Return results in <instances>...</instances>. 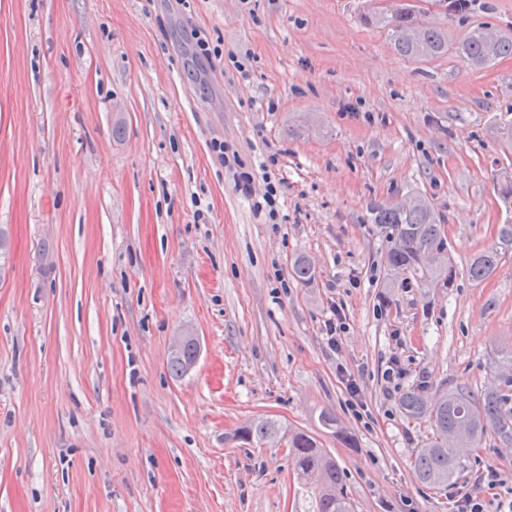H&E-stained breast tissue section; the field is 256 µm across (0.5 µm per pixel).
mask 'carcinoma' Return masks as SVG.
<instances>
[{
  "mask_svg": "<svg viewBox=\"0 0 512 512\" xmlns=\"http://www.w3.org/2000/svg\"><path fill=\"white\" fill-rule=\"evenodd\" d=\"M473 2L437 0L444 14L443 22L437 24L426 21L425 11L416 0H402L395 9L375 7L363 14L361 21L368 27L386 31L394 50L408 59L438 58L453 52L475 67H485L498 58L512 57V33L491 24L478 25L460 42L449 44L448 24L464 19ZM493 132L504 154L511 156L512 122L494 126ZM415 201L409 208L392 202L370 207L372 223L380 226L387 238L385 262L393 274L410 273L429 288L449 286L457 271L448 253L439 216L425 197L418 196ZM511 256L512 223L502 224L497 243L476 253L466 274L473 281H483ZM292 274L299 282L306 283L312 278L313 269L301 256L293 263ZM494 359L508 370L504 386L487 388L478 397L460 388L445 392L435 400L419 388L403 395L401 406L407 415L426 416L432 423L433 436L417 450L414 458L413 469L419 483L448 486L461 467L458 449L481 442L489 433L503 447H512V347L494 350ZM196 360V348L188 345L169 355V370L173 376L180 377ZM319 420L336 437L351 442V436L338 426L333 413L323 410ZM237 438L248 444L287 439L298 483L315 496L314 512H354L344 470L314 437L300 431L288 432L280 422L262 417L242 427Z\"/></svg>",
  "mask_w": 512,
  "mask_h": 512,
  "instance_id": "carcinoma-1",
  "label": "carcinoma"
}]
</instances>
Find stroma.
<instances>
[{
	"instance_id": "obj_1",
	"label": "stroma",
	"mask_w": 512,
	"mask_h": 512,
	"mask_svg": "<svg viewBox=\"0 0 512 512\" xmlns=\"http://www.w3.org/2000/svg\"><path fill=\"white\" fill-rule=\"evenodd\" d=\"M364 2L0 0V512H309L285 442L236 440L261 417L336 457L355 512H451L489 466L486 512L512 505V448L489 437L448 487L416 482L431 424L383 380L396 358L405 391L497 385L512 260L428 288L391 277L370 219L423 195L456 267L496 243L512 166L490 130L512 119V58L405 59ZM482 23L511 29L512 0H476L449 43ZM217 141L257 192L278 184L277 220ZM187 328L201 352L176 378Z\"/></svg>"
}]
</instances>
